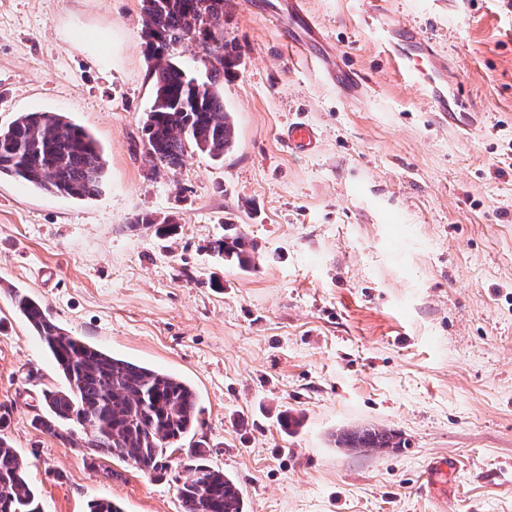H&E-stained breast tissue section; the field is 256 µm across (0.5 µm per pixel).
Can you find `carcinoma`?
Here are the masks:
<instances>
[{
	"instance_id": "1",
	"label": "carcinoma",
	"mask_w": 512,
	"mask_h": 512,
	"mask_svg": "<svg viewBox=\"0 0 512 512\" xmlns=\"http://www.w3.org/2000/svg\"><path fill=\"white\" fill-rule=\"evenodd\" d=\"M226 0H141L147 56L152 62L154 98L143 132L151 161L175 172L187 148L222 158L236 141L230 113L220 92L224 72L241 62V50L224 39ZM207 46L204 80L191 77L173 51L191 40ZM106 162L95 139L57 112H25L0 131V178H20L55 195L85 200L98 196ZM177 229L139 214L131 226ZM231 233L210 244L224 262L253 267L255 242L234 224ZM13 300L34 335L51 354L65 380L62 389L41 392L44 411L34 422L44 433L73 447L92 449L86 463L117 458L145 474L167 469L168 459L183 453L180 464L193 478L179 488L182 512H245L242 492L231 476L210 464L202 441L183 447L195 434L201 407L185 381L98 349L71 336L40 301L20 291ZM335 443L357 452L399 448L394 432L375 426L346 430ZM24 462L0 438V512H41L26 480Z\"/></svg>"
}]
</instances>
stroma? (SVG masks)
<instances>
[{"label": "stroma", "instance_id": "stroma-1", "mask_svg": "<svg viewBox=\"0 0 512 512\" xmlns=\"http://www.w3.org/2000/svg\"><path fill=\"white\" fill-rule=\"evenodd\" d=\"M262 0H230L241 64L222 86L236 133L153 169L141 0H0V131L22 112L68 117L97 140L90 200L0 179V414L43 512H181L188 473L147 475L38 429L65 380L13 305L18 288L70 335L195 388L196 437L238 481L245 512H512V0H382L385 23L448 61L466 133L430 110L364 22L367 0H305L322 37L292 52ZM336 49L353 97L317 71ZM317 133L289 150L288 124ZM149 212L175 234L129 226ZM228 224L254 269L209 251ZM301 420L295 432L282 412ZM375 425L407 447L358 453L339 432ZM448 459L447 473L431 462Z\"/></svg>", "mask_w": 512, "mask_h": 512}]
</instances>
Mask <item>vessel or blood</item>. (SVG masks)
Listing matches in <instances>:
<instances>
[{
  "label": "vessel or blood",
  "instance_id": "b4317fda",
  "mask_svg": "<svg viewBox=\"0 0 512 512\" xmlns=\"http://www.w3.org/2000/svg\"><path fill=\"white\" fill-rule=\"evenodd\" d=\"M302 4L303 0H288L286 13H274L273 18L278 22L287 17L291 18L290 38L304 47L319 38L320 28L314 19L303 12ZM378 33L383 42L391 44L392 54L400 65L430 87V104L439 122H446L460 129L469 128V113L454 111L448 101L446 60L436 54L427 42L412 34H405L402 41L397 42L394 41L392 32L386 28L379 27ZM283 139L290 150L307 152L316 144V133L312 127L298 121L288 127Z\"/></svg>",
  "mask_w": 512,
  "mask_h": 512
}]
</instances>
